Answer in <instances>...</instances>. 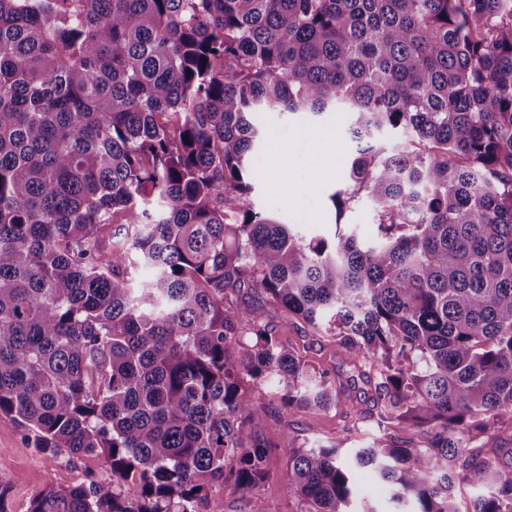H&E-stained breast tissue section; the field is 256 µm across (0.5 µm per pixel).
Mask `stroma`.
<instances>
[{
  "mask_svg": "<svg viewBox=\"0 0 512 512\" xmlns=\"http://www.w3.org/2000/svg\"><path fill=\"white\" fill-rule=\"evenodd\" d=\"M261 120L270 127L271 135L254 158L255 166L265 174L252 194L256 209L271 210L288 223H299L301 232L309 237L333 236L340 224L347 226L359 238L369 237L374 226L373 207L368 199H360L341 213L335 211L330 200L334 191L345 188L350 169V154L343 144L341 122L317 124L297 115L284 117L274 112L262 113ZM306 132L336 145V153L330 159L335 172L328 179L319 180L314 175L321 152L313 146L295 160L291 173L283 175L276 171L278 146L297 140ZM294 197L299 198V205H291L290 200ZM300 208L305 211V219L301 222L296 219V211ZM279 334L309 364L330 370L342 358L331 338L313 336L296 318H281ZM254 394L260 403L267 406L261 426L265 435L274 440L287 433L301 443L334 445L346 451L369 445L381 433L372 420L359 428H350L341 410L335 408L283 418L268 405V387L256 388ZM269 468L272 476L259 496L225 495L224 512H302L300 501L288 494L283 484L288 468L287 449L275 450ZM90 476L106 479L110 473L96 459L73 462L62 456L55 462H47L25 440L17 421L0 415V486L7 492L11 512H27L30 499L44 489L69 487Z\"/></svg>",
  "mask_w": 512,
  "mask_h": 512,
  "instance_id": "35a3bbf8",
  "label": "stroma"
}]
</instances>
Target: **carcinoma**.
Listing matches in <instances>:
<instances>
[{
	"label": "carcinoma",
	"mask_w": 512,
	"mask_h": 512,
	"mask_svg": "<svg viewBox=\"0 0 512 512\" xmlns=\"http://www.w3.org/2000/svg\"><path fill=\"white\" fill-rule=\"evenodd\" d=\"M261 112L343 114L330 199H369L371 239L255 209ZM278 315L330 325L352 374ZM261 385L287 416L362 385L353 423L390 431L273 445ZM0 414L111 473L27 512H224L276 446L308 512H373L361 466L410 512H459L461 481L512 512L471 445L512 420V0H0ZM278 323L280 337L309 364L331 371L343 358L331 338L313 336L300 320L284 317Z\"/></svg>",
	"instance_id": "1"
}]
</instances>
